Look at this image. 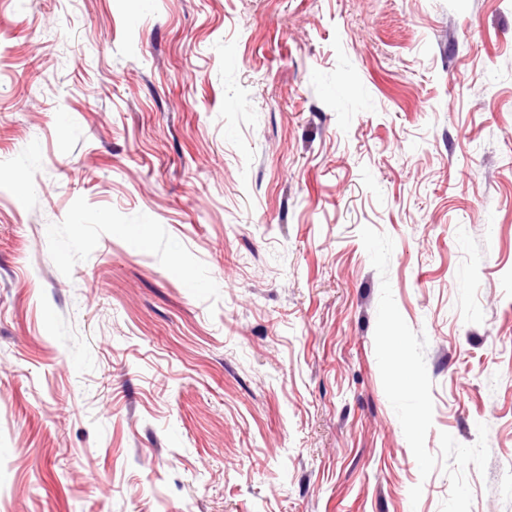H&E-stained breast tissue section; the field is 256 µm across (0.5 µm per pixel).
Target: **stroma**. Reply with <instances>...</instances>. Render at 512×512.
I'll return each mask as SVG.
<instances>
[{"label":"stroma","mask_w":512,"mask_h":512,"mask_svg":"<svg viewBox=\"0 0 512 512\" xmlns=\"http://www.w3.org/2000/svg\"><path fill=\"white\" fill-rule=\"evenodd\" d=\"M385 278L512 512V0H0V512H440Z\"/></svg>","instance_id":"stroma-1"}]
</instances>
